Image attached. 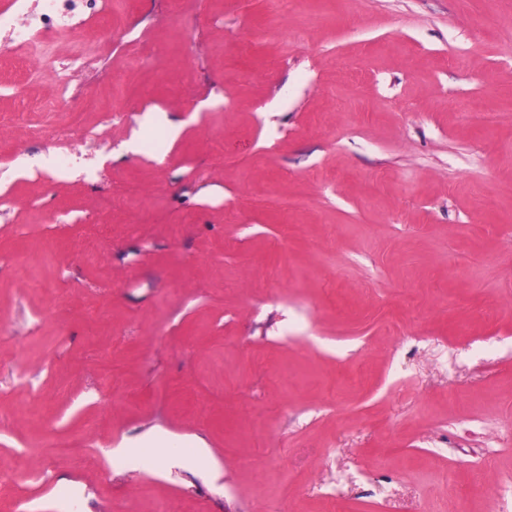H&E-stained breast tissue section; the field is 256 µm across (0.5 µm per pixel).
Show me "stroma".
<instances>
[{
  "label": "stroma",
  "mask_w": 512,
  "mask_h": 512,
  "mask_svg": "<svg viewBox=\"0 0 512 512\" xmlns=\"http://www.w3.org/2000/svg\"><path fill=\"white\" fill-rule=\"evenodd\" d=\"M100 8L0 49V512H512V0Z\"/></svg>",
  "instance_id": "stroma-1"
}]
</instances>
